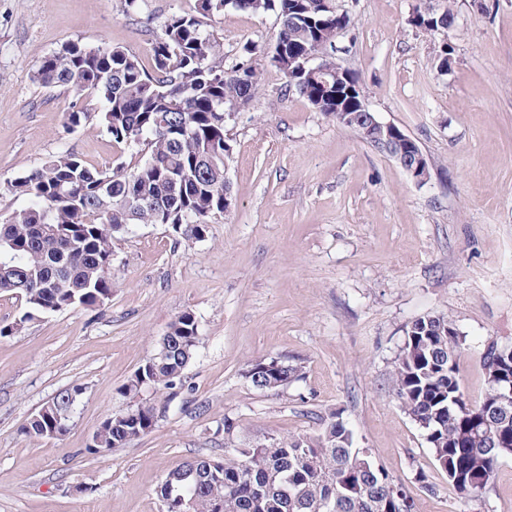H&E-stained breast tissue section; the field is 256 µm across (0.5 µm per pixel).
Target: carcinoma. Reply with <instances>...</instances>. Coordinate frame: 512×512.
<instances>
[{"label": "carcinoma", "mask_w": 512, "mask_h": 512, "mask_svg": "<svg viewBox=\"0 0 512 512\" xmlns=\"http://www.w3.org/2000/svg\"><path fill=\"white\" fill-rule=\"evenodd\" d=\"M189 13L175 12L163 23L152 46V71L117 46L68 42L43 57L34 80L44 87L65 85L102 99V123L114 142L143 147L146 159L133 166L91 168L71 152L59 153L40 167L5 182L0 191L26 196L30 204L0 222V247L13 262L0 268V292L15 294L30 269L40 286L24 293L25 324L39 315L82 307L96 311L112 296V244L134 224H170L184 238L202 236L224 210V111L233 100L252 98L258 63L243 59L224 71V48L209 30L227 0H196ZM334 0H248L242 9L273 12L279 19L275 41L288 56L272 63L288 75V57L315 50L324 68L336 70ZM319 112L340 104L356 106L332 83L309 81L301 91ZM142 132L135 140L133 132ZM186 176L173 187L172 175ZM137 197L150 208L136 213ZM154 357L121 386L130 405L112 414L110 426L94 434L90 454L123 448L151 432L161 407L146 393L167 390L176 396L177 380L199 343L195 316L172 321ZM464 337L445 314L420 317L407 327L394 360L395 395L423 431L435 461L451 466L448 484L461 498L478 496L495 477L503 458L512 456V345L490 338L480 356L486 388L471 400L460 378ZM294 361L261 359L245 377L261 389H278L302 379ZM73 393L56 397V414L30 420L20 433L31 440L49 437L54 424H68ZM498 407L491 425L482 406ZM158 495L165 512H413V501L363 448L336 413L316 435H288L251 448H226L224 459L196 458L170 469Z\"/></svg>", "instance_id": "obj_1"}]
</instances>
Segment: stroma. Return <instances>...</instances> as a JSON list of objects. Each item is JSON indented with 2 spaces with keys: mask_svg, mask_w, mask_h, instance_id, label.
<instances>
[{
  "mask_svg": "<svg viewBox=\"0 0 512 512\" xmlns=\"http://www.w3.org/2000/svg\"><path fill=\"white\" fill-rule=\"evenodd\" d=\"M0 0V183L68 150L89 166L137 160L115 144L92 95L33 81L39 61L79 41L150 63L161 24L196 0ZM451 6L454 24L409 19ZM350 24L336 56L355 70L369 109L420 145L433 165L417 184L389 154L317 112L267 52L275 13L225 9L211 30L224 65L251 57L260 79L227 119L233 205L185 240L136 224L112 250V296L0 336V512H164L156 494L182 462L235 447L317 434L337 413L414 501V512H512V458L478 497L459 498L393 390L405 328L450 316L465 338L461 380L485 390L488 338L512 343V0H336ZM454 49L448 71L434 59ZM90 112L67 132L73 107ZM192 313L200 341L179 397L128 447L91 454L100 423L127 407L120 386L151 358L172 320ZM302 363L300 381L259 390L252 362ZM79 388L66 433L39 441L20 427Z\"/></svg>",
  "mask_w": 512,
  "mask_h": 512,
  "instance_id": "1",
  "label": "stroma"
}]
</instances>
